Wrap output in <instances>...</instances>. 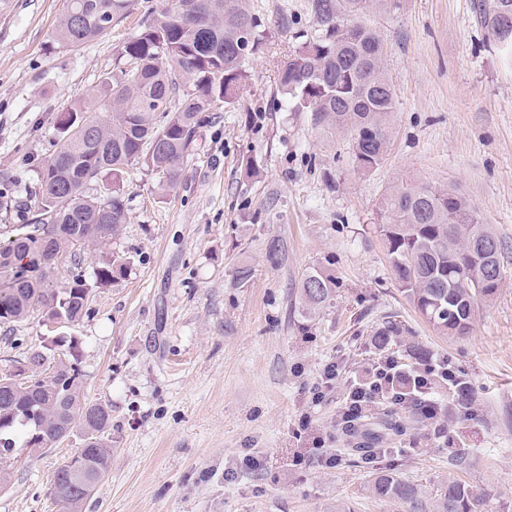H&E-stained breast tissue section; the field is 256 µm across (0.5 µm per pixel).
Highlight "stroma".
I'll use <instances>...</instances> for the list:
<instances>
[{"label":"stroma","mask_w":512,"mask_h":512,"mask_svg":"<svg viewBox=\"0 0 512 512\" xmlns=\"http://www.w3.org/2000/svg\"><path fill=\"white\" fill-rule=\"evenodd\" d=\"M247 3L265 33L235 106L208 112L175 188L161 190L144 164L127 167V224L81 252L88 276L100 255L126 262L63 330L79 342L88 398L112 407L110 475L83 512H402L371 495L379 469L430 497L462 481L483 512H512V60L473 0H376L358 21L382 40L394 110L387 156L363 173L348 137L293 111L278 82L280 61L321 34L312 0ZM171 4L131 0L110 33L73 51L52 41L64 0L0 9V179L14 197L0 199V225L20 223L15 202L38 184L59 113L76 97L97 103L102 74L126 67L120 50L144 16ZM250 161L257 176L245 174ZM408 176L460 190L503 242L501 288L466 336L438 335L390 268L375 211ZM315 268L335 277L336 295L308 317L298 288ZM390 325L402 363L445 355L468 382L465 403L438 391L456 443L471 450L466 465L429 441L410 407L381 403L355 433L338 427L349 379L379 356L373 338ZM45 334L35 317L0 324V369ZM332 362L342 377L313 404ZM78 445L72 436L41 455L14 449L0 512H61L53 475ZM357 448L380 454L368 463ZM247 454L261 469L241 468Z\"/></svg>","instance_id":"obj_1"}]
</instances>
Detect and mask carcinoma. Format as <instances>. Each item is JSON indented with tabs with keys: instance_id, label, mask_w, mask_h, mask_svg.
I'll list each match as a JSON object with an SVG mask.
<instances>
[{
	"instance_id": "carcinoma-1",
	"label": "carcinoma",
	"mask_w": 512,
	"mask_h": 512,
	"mask_svg": "<svg viewBox=\"0 0 512 512\" xmlns=\"http://www.w3.org/2000/svg\"><path fill=\"white\" fill-rule=\"evenodd\" d=\"M374 0H313L322 35L306 41L282 61L278 80L297 112L350 137L357 168L380 165L390 144L388 118L394 109L391 84L382 66L379 35L355 21ZM130 0H66L53 40L75 49L101 38L125 16ZM490 36L512 58V0H474ZM260 24L245 0H173L162 14L143 22L140 34L123 46L133 68L100 81L105 117L73 104L57 121V137L40 172L34 199L21 203L24 224L0 226V324L37 314L63 327L88 312L91 293L123 271V261L105 256L85 277L78 249L102 245L116 235L128 214L120 177L134 162L160 175L162 185L180 181L191 156L203 113L236 103L249 77L246 59L261 40ZM248 29V45L240 34ZM182 96L174 104L176 96ZM100 181L106 193L86 195ZM376 223L399 287L442 336H464L476 308L497 295L503 276L501 243L482 224L455 188L407 182L388 190L376 208ZM71 266L55 274L62 256ZM336 295V279L322 270L300 284L302 308L318 312ZM74 349L57 336L27 350L15 369L0 373V458L16 439L24 448H52L79 433L73 458L53 476L52 490L62 512H82L90 487L102 483L112 464V408L82 390L78 360L50 352ZM371 493L404 512H482V499L458 481L433 499L418 485L390 471L371 480Z\"/></svg>"
}]
</instances>
